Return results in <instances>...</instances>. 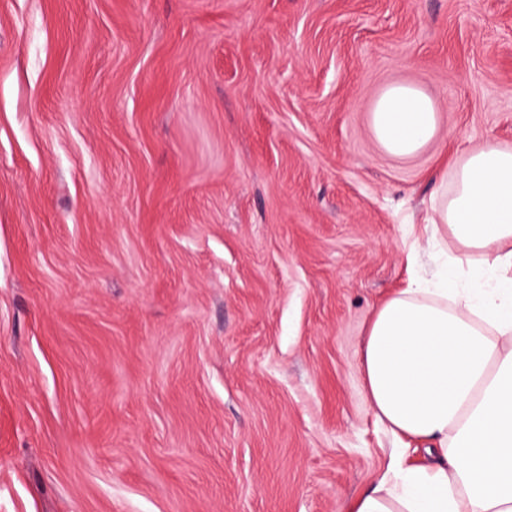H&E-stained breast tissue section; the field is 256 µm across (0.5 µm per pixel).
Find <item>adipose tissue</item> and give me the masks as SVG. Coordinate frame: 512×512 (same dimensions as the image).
I'll return each mask as SVG.
<instances>
[{"instance_id": "ef3b65f1", "label": "adipose tissue", "mask_w": 512, "mask_h": 512, "mask_svg": "<svg viewBox=\"0 0 512 512\" xmlns=\"http://www.w3.org/2000/svg\"><path fill=\"white\" fill-rule=\"evenodd\" d=\"M438 112L421 88L395 84L372 127L387 152L412 156L436 137ZM454 181L432 224L455 253L377 309L362 350L375 416L430 442L433 460H392L346 512H512V148L462 155Z\"/></svg>"}]
</instances>
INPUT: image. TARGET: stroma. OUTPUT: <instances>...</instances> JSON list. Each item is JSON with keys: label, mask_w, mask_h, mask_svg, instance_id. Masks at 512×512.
<instances>
[{"label": "stroma", "mask_w": 512, "mask_h": 512, "mask_svg": "<svg viewBox=\"0 0 512 512\" xmlns=\"http://www.w3.org/2000/svg\"><path fill=\"white\" fill-rule=\"evenodd\" d=\"M489 141L512 0H0V512H344L367 326ZM438 106L414 85L388 86L372 110V127L383 148L392 155L417 154L438 132Z\"/></svg>", "instance_id": "stroma-1"}]
</instances>
